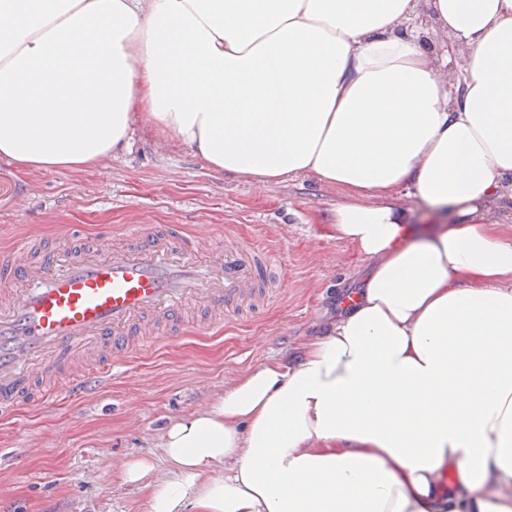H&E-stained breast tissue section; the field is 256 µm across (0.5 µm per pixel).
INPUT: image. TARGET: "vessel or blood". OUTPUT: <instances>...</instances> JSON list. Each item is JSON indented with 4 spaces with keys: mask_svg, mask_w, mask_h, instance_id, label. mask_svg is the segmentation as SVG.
Returning a JSON list of instances; mask_svg holds the SVG:
<instances>
[{
    "mask_svg": "<svg viewBox=\"0 0 512 512\" xmlns=\"http://www.w3.org/2000/svg\"><path fill=\"white\" fill-rule=\"evenodd\" d=\"M56 240L73 244L60 260L38 262L27 238L0 251V410L28 411L99 393L149 329L176 341L186 309L205 313L197 330L251 302L272 297L276 252L180 224H133L126 246L88 241L79 224H60Z\"/></svg>",
    "mask_w": 512,
    "mask_h": 512,
    "instance_id": "vessel-or-blood-1",
    "label": "vessel or blood"
}]
</instances>
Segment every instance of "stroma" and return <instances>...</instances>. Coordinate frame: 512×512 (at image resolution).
I'll return each instance as SVG.
<instances>
[{"label": "stroma", "mask_w": 512, "mask_h": 512, "mask_svg": "<svg viewBox=\"0 0 512 512\" xmlns=\"http://www.w3.org/2000/svg\"><path fill=\"white\" fill-rule=\"evenodd\" d=\"M392 205L410 224H449L398 186L359 192L301 174L267 186L211 169L186 146L138 123L127 149L91 166L30 169L0 158V246L20 235L52 247L58 224L107 228L121 241L129 224L207 226L276 249L275 302L228 317L206 333L152 339L112 370L93 400L0 415V503L7 512H146L145 495L124 484L125 461L155 455L165 426L206 409L248 368L289 359L319 331L322 313L357 289L370 262L338 239L342 205Z\"/></svg>", "instance_id": "35a3bbf8"}]
</instances>
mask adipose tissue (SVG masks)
Here are the masks:
<instances>
[{"label":"adipose tissue","mask_w":512,"mask_h":512,"mask_svg":"<svg viewBox=\"0 0 512 512\" xmlns=\"http://www.w3.org/2000/svg\"><path fill=\"white\" fill-rule=\"evenodd\" d=\"M138 117L258 186H403L463 218L416 239L337 208L359 293L173 421L167 474L124 464L147 512H512V244L484 210L512 187V0H0V157L94 163ZM424 35L430 40L435 56L448 57V69L459 72L464 61V53L461 50H452L456 45L452 44L440 30L435 31L431 22L424 26Z\"/></svg>","instance_id":"adipose-tissue-1"}]
</instances>
